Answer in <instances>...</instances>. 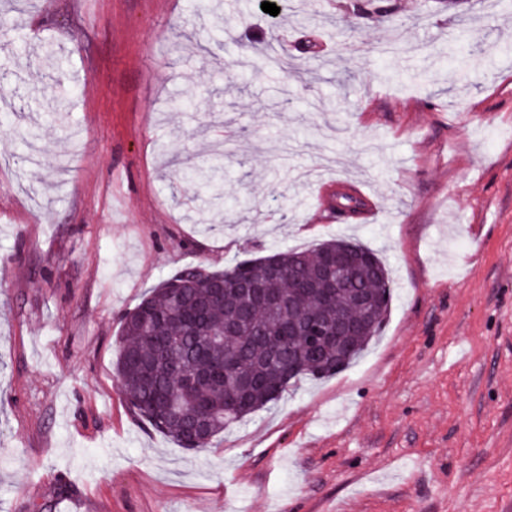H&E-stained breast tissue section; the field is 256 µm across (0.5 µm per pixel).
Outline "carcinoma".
<instances>
[{"label":"carcinoma","mask_w":512,"mask_h":512,"mask_svg":"<svg viewBox=\"0 0 512 512\" xmlns=\"http://www.w3.org/2000/svg\"><path fill=\"white\" fill-rule=\"evenodd\" d=\"M364 10L400 24L381 0H367ZM181 175L183 182L196 187L209 184L208 176L193 167ZM348 244L366 258L357 281L369 295L376 323L362 335L350 337L345 349L326 342L312 348L306 337L288 335L298 319L330 322L338 314L355 316L357 308L347 290L325 304L317 290L301 293L298 288L304 281L319 282L326 257L336 247ZM274 256L282 266L296 271L295 279L270 278L265 256L238 261L222 271L188 266L145 294L124 316L114 362L119 392L136 416L183 448L192 450L194 446L184 423L167 419L171 408L180 409L186 420L201 417L206 421L209 440L199 446L206 449L224 431L278 400L299 381L323 379L345 370L385 321L392 301L391 283L386 264L374 251L357 242L332 239L312 250L286 249ZM242 276L261 284L277 302L257 301L245 309L214 303L197 319L196 328H191L189 320L194 318L196 305L208 299L212 287L222 282L224 294L234 297L240 292ZM194 330H223L225 334L221 340L203 343L192 334ZM284 345L302 352L301 364L291 374L276 360ZM231 355L237 357L238 369L252 377L247 389H242L236 377L224 375L190 390L184 388V375L221 368L224 358Z\"/></svg>","instance_id":"1"}]
</instances>
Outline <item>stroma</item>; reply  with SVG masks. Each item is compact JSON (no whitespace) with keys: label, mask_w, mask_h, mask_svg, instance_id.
<instances>
[{"label":"stroma","mask_w":512,"mask_h":512,"mask_svg":"<svg viewBox=\"0 0 512 512\" xmlns=\"http://www.w3.org/2000/svg\"><path fill=\"white\" fill-rule=\"evenodd\" d=\"M194 2L0 0V512H512V11ZM458 30L486 48L466 80L439 60ZM338 237L393 288L353 365L201 452L130 411L148 288Z\"/></svg>","instance_id":"stroma-1"}]
</instances>
